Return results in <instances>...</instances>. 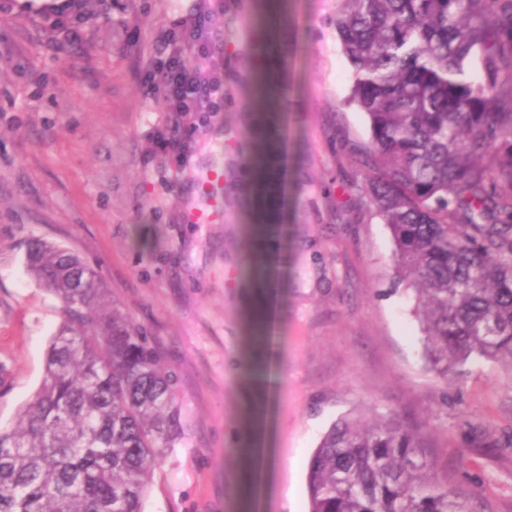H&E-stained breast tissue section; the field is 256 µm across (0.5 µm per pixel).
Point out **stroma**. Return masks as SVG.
I'll list each match as a JSON object with an SVG mask.
<instances>
[{
  "label": "stroma",
  "instance_id": "35a3bbf8",
  "mask_svg": "<svg viewBox=\"0 0 512 512\" xmlns=\"http://www.w3.org/2000/svg\"><path fill=\"white\" fill-rule=\"evenodd\" d=\"M258 2L216 0L224 100L184 116L167 153L156 142L170 115L145 93L137 52L189 0H112L81 46L59 53L37 21L0 13V426L40 386L63 321L25 269L41 239L95 269L177 375L182 435L158 460L144 512H309V462L333 423L393 411L427 431L450 479L512 512V371L471 361L444 383L428 368L413 294L394 278V243L367 194L369 125L348 103L341 0H284L280 220L267 250L252 251ZM211 169L224 176L212 193L220 217L197 224L190 206ZM252 265L275 284L260 335L248 326ZM254 385L273 465L249 488L238 450Z\"/></svg>",
  "mask_w": 512,
  "mask_h": 512
}]
</instances>
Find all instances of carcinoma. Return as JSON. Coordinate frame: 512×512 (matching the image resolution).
<instances>
[{
	"label": "carcinoma",
	"mask_w": 512,
	"mask_h": 512,
	"mask_svg": "<svg viewBox=\"0 0 512 512\" xmlns=\"http://www.w3.org/2000/svg\"><path fill=\"white\" fill-rule=\"evenodd\" d=\"M335 25L369 122V199L430 369H512V0H343ZM25 268L64 321L39 389L0 429V512H143L181 436L174 376L78 255L38 239ZM308 493L309 512H489L438 478L427 433L395 412L335 424Z\"/></svg>",
	"instance_id": "cac0c4a2"
}]
</instances>
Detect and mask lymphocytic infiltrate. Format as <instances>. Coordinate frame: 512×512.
I'll return each mask as SVG.
<instances>
[{
    "label": "lymphocytic infiltrate",
    "mask_w": 512,
    "mask_h": 512,
    "mask_svg": "<svg viewBox=\"0 0 512 512\" xmlns=\"http://www.w3.org/2000/svg\"><path fill=\"white\" fill-rule=\"evenodd\" d=\"M111 7V0H61L57 7H40L36 13L49 29L63 32V40L51 43L52 49L59 51L77 44L81 28L89 26L94 17L108 13ZM211 10V0H195L189 15L157 36L153 52L142 67V83L148 93L162 98L174 114L170 135L161 140V148L175 146L184 116L215 111L218 100L224 97V81L206 50ZM189 43L197 44L201 50L191 67L182 57V47Z\"/></svg>",
    "instance_id": "1"
}]
</instances>
